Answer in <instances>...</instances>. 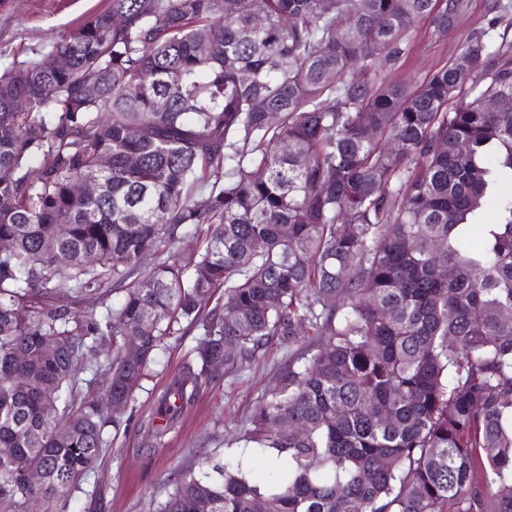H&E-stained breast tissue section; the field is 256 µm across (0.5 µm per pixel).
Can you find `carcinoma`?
<instances>
[{
    "label": "carcinoma",
    "mask_w": 512,
    "mask_h": 512,
    "mask_svg": "<svg viewBox=\"0 0 512 512\" xmlns=\"http://www.w3.org/2000/svg\"><path fill=\"white\" fill-rule=\"evenodd\" d=\"M467 6L112 0L0 70V502L67 512L121 425L111 401L194 328L175 411L274 338L317 345L237 438L285 459L278 480L240 459L181 470L159 512H512V193L481 222L512 183V110L481 107L512 98V46L489 38L506 7L461 45L467 69L388 77L422 21L442 40ZM88 178L95 197L74 191ZM181 234L200 246L180 262ZM62 288L106 314L54 303Z\"/></svg>",
    "instance_id": "carcinoma-1"
}]
</instances>
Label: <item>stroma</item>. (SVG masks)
Returning <instances> with one entry per match:
<instances>
[{
	"label": "stroma",
	"instance_id": "35a3bbf8",
	"mask_svg": "<svg viewBox=\"0 0 512 512\" xmlns=\"http://www.w3.org/2000/svg\"><path fill=\"white\" fill-rule=\"evenodd\" d=\"M487 4L488 0H469L467 11L439 42L430 40L427 24H420L396 77L419 80L452 61L469 33L483 25ZM109 5L110 0H0V69L52 48ZM193 344L189 333L169 341L156 354L149 378L128 407L130 420L119 431L105 429L107 452L94 471L80 478L68 512H156L178 470H198L208 461L241 456L234 442L237 433L289 363L302 359L310 348L306 342L288 349L271 341L265 355L248 370L201 386L195 402L163 437H156L154 430L163 415L158 396L188 363ZM245 458L255 475L275 476L269 457L250 454Z\"/></svg>",
	"mask_w": 512,
	"mask_h": 512
}]
</instances>
